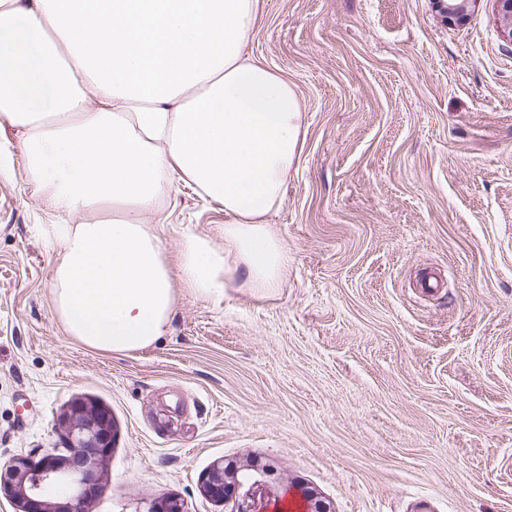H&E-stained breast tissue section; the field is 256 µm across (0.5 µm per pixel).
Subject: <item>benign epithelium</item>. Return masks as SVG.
I'll return each mask as SVG.
<instances>
[{"label":"benign epithelium","instance_id":"7a95c632","mask_svg":"<svg viewBox=\"0 0 512 512\" xmlns=\"http://www.w3.org/2000/svg\"><path fill=\"white\" fill-rule=\"evenodd\" d=\"M477 0H435L442 17L461 24ZM512 42V0H492ZM70 447L67 458L45 456L38 460L19 456L0 473V492L16 506V512H90V505L106 481L104 462L112 448V418L101 406L76 400L58 418ZM275 466L251 459L241 464L214 463L202 478L204 493L215 502L236 500V512H255L253 493L268 487ZM309 512H331L317 493L302 494Z\"/></svg>","mask_w":512,"mask_h":512}]
</instances>
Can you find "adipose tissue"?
<instances>
[{
	"label": "adipose tissue",
	"instance_id": "obj_1",
	"mask_svg": "<svg viewBox=\"0 0 512 512\" xmlns=\"http://www.w3.org/2000/svg\"><path fill=\"white\" fill-rule=\"evenodd\" d=\"M260 0H0V126L25 178L67 220L50 227L54 312L86 347L154 345L175 304L280 285L288 248L269 214L304 112L247 51ZM221 204L219 238L185 235L169 265L157 225L179 187Z\"/></svg>",
	"mask_w": 512,
	"mask_h": 512
}]
</instances>
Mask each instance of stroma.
<instances>
[{
	"label": "stroma",
	"instance_id": "1",
	"mask_svg": "<svg viewBox=\"0 0 512 512\" xmlns=\"http://www.w3.org/2000/svg\"><path fill=\"white\" fill-rule=\"evenodd\" d=\"M250 48L295 89L300 153L269 216L279 288L221 300L176 286L164 335L116 356L52 308V216L0 129V466L69 453L76 400L112 416L91 512H234L202 489L218 459L277 469L335 512H512V43L491 0H262ZM165 255L217 236L182 187ZM477 0H435V5L442 17L451 24H461L470 15Z\"/></svg>",
	"mask_w": 512,
	"mask_h": 512
}]
</instances>
